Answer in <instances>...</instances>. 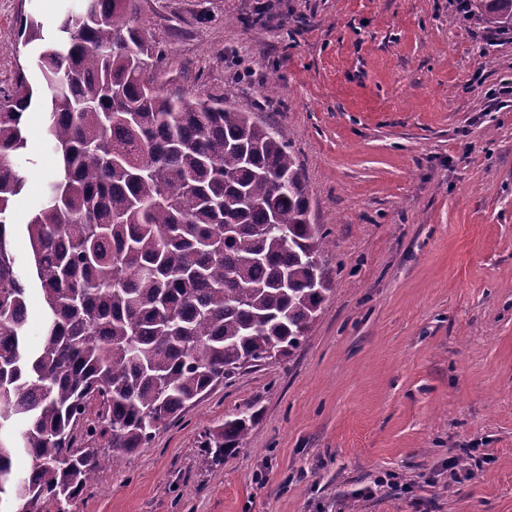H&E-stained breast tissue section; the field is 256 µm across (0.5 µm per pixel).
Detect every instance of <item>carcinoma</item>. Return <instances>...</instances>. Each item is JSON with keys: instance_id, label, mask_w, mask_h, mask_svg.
I'll return each mask as SVG.
<instances>
[{"instance_id": "cac0c4a2", "label": "carcinoma", "mask_w": 512, "mask_h": 512, "mask_svg": "<svg viewBox=\"0 0 512 512\" xmlns=\"http://www.w3.org/2000/svg\"><path fill=\"white\" fill-rule=\"evenodd\" d=\"M464 2L512 32V0ZM134 14V0H80L49 36L25 18L51 97L21 69L0 99V499L22 491L20 512H69L203 394L291 355L332 291L284 131L222 93L165 94V53ZM34 104L63 177L27 222L46 309L32 337L8 230ZM255 417H224L206 461L223 465ZM20 451L33 465L16 481Z\"/></svg>"}]
</instances>
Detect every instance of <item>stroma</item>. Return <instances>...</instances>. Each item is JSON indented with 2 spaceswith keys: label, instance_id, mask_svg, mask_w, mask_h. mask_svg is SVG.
I'll list each match as a JSON object with an SVG mask.
<instances>
[{
  "label": "stroma",
  "instance_id": "stroma-1",
  "mask_svg": "<svg viewBox=\"0 0 512 512\" xmlns=\"http://www.w3.org/2000/svg\"><path fill=\"white\" fill-rule=\"evenodd\" d=\"M74 4L0 0L1 96L31 67L21 19L49 30ZM137 5L188 72L174 90L284 131L333 290L290 357L215 387L71 512H512V33L458 0ZM26 130L10 235L31 275L27 219L61 169ZM246 404L245 445L207 464L206 434Z\"/></svg>",
  "mask_w": 512,
  "mask_h": 512
}]
</instances>
